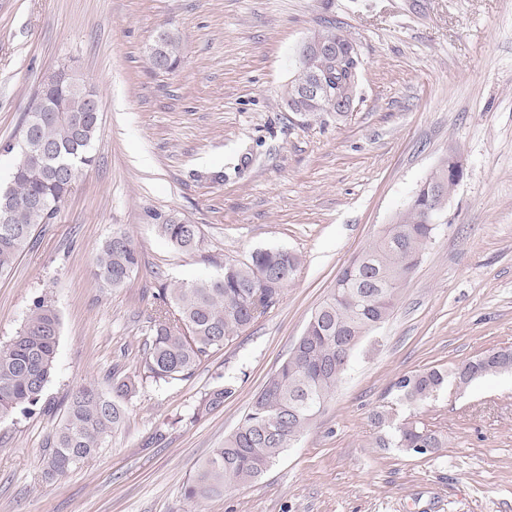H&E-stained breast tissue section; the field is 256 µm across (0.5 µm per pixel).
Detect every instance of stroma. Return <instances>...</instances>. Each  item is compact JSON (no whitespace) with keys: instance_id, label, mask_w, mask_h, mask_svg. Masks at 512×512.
I'll list each match as a JSON object with an SVG mask.
<instances>
[{"instance_id":"stroma-1","label":"stroma","mask_w":512,"mask_h":512,"mask_svg":"<svg viewBox=\"0 0 512 512\" xmlns=\"http://www.w3.org/2000/svg\"><path fill=\"white\" fill-rule=\"evenodd\" d=\"M330 21L358 45V92L345 119L304 122L283 91L299 44ZM162 29L180 39L171 74L149 68ZM60 70L99 97L102 130L53 222L0 274V344L37 297L60 317L41 402L0 419V512H512V373L417 403L394 386L512 349V0H0V147ZM451 154L464 175L433 239L310 430L254 481L189 502L186 481L238 428L340 271ZM170 214L199 226L197 249L158 234ZM118 228L140 266L114 290L92 270ZM267 248L300 259L280 301L190 378L144 382L102 448L43 478L70 392L142 373L161 284L222 275ZM222 385L223 406L193 419ZM379 413L423 422L446 445L382 447Z\"/></svg>"}]
</instances>
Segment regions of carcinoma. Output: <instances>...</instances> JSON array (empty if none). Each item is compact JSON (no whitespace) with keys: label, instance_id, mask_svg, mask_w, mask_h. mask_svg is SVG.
I'll use <instances>...</instances> for the list:
<instances>
[{"label":"carcinoma","instance_id":"cac0c4a2","mask_svg":"<svg viewBox=\"0 0 512 512\" xmlns=\"http://www.w3.org/2000/svg\"><path fill=\"white\" fill-rule=\"evenodd\" d=\"M312 38L340 45L341 54L321 60V65L298 63L296 78L285 99L290 111L311 118L326 111L322 98L303 94L304 85L321 73L332 94L351 99L359 82L360 56L355 41L331 23ZM152 71L170 73L180 63V42L170 30L157 33L149 51ZM90 90L79 79L62 72L52 75L24 112L20 138L5 144L6 153L18 150L19 162L10 182L0 186V213L9 223L0 224V273L12 267L24 251L35 227L50 224L59 212L80 171L91 165L92 149L101 131V113L89 111ZM60 99L65 111L52 112L35 129L27 127L31 109L43 101ZM433 172L412 196L407 208L363 254L368 263L337 277L341 300L326 298L311 315L288 357L264 383L245 413L241 425L224 438L198 466L184 487L186 499L202 503L220 496L224 489L261 476L293 442L304 435L321 405L335 392L347 367L341 354L360 342L393 313L381 303L397 301V271L406 264L417 268L436 225L427 214L442 212L453 182L444 193L433 192ZM160 235L182 251L200 242L199 228L177 215L157 225ZM299 257L279 249L253 252L246 262H224V274L173 287L163 285L155 295L158 305L149 315L141 379L170 384L190 377L201 361L245 331L275 306L294 279ZM139 267V254L130 236L116 231L98 249L94 278L104 285L125 287ZM60 318L44 297L32 307L5 346H0V419L16 412L28 414L42 399L54 372ZM512 371V349L490 351L458 368H430L399 377L397 391L409 402L422 401L455 381L467 385L499 372ZM138 381L116 377L106 394L93 384L74 391L58 427L53 446L44 458L47 478L65 475L77 455L85 460L102 447L109 434L125 419L124 403L136 395ZM231 387L205 392L191 419L197 420L224 404ZM387 427L382 445L407 453L427 455L442 447L435 431L418 421L394 422L377 415Z\"/></svg>","mask_w":512,"mask_h":512}]
</instances>
